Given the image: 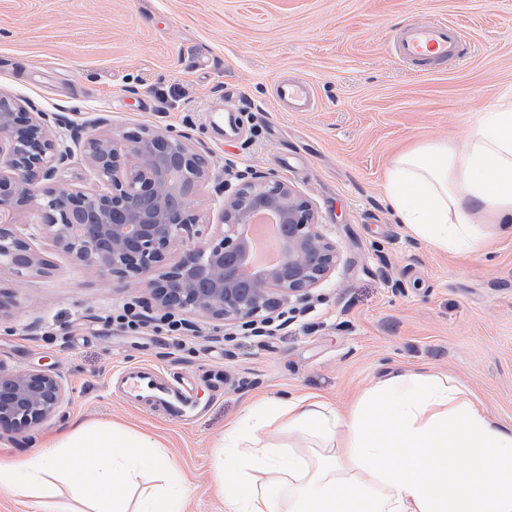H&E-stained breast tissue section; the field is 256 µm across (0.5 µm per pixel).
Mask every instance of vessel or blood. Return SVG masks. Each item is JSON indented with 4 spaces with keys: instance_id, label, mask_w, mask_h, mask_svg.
Returning a JSON list of instances; mask_svg holds the SVG:
<instances>
[{
    "instance_id": "b4317fda",
    "label": "vessel or blood",
    "mask_w": 512,
    "mask_h": 512,
    "mask_svg": "<svg viewBox=\"0 0 512 512\" xmlns=\"http://www.w3.org/2000/svg\"><path fill=\"white\" fill-rule=\"evenodd\" d=\"M463 33L443 19L417 21L407 25L398 39V57L415 61L421 70L461 57ZM311 97L308 84L280 82L275 91L278 104L298 111ZM116 393L128 405L148 406L172 422L186 424L206 409L195 388L188 382H171L162 369L151 361L121 366L115 373Z\"/></svg>"
}]
</instances>
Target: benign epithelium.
I'll return each instance as SVG.
<instances>
[{"label":"benign epithelium","instance_id":"benign-epithelium-1","mask_svg":"<svg viewBox=\"0 0 512 512\" xmlns=\"http://www.w3.org/2000/svg\"><path fill=\"white\" fill-rule=\"evenodd\" d=\"M92 131L68 145L52 128L75 127L57 112H24L0 97V266L40 271L46 265L25 234L3 227L6 214L27 208L54 245L82 263L146 288L163 308L204 314L226 323L269 322L280 306L303 302L336 267V245L319 230L311 203L273 173L250 172L233 184L213 173L206 151L182 134L150 127L126 135ZM106 185L85 191L54 184L74 155ZM215 183L224 233L203 242L190 229L205 221L192 200ZM275 212L288 233V254L275 267L241 275L249 260L244 234L259 210ZM173 248L181 259L158 279L145 272L164 264ZM65 398L60 378L44 370L11 372L0 363V435L23 433L56 414Z\"/></svg>","mask_w":512,"mask_h":512}]
</instances>
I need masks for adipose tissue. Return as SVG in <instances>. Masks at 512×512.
I'll use <instances>...</instances> for the list:
<instances>
[{
  "label": "adipose tissue",
  "mask_w": 512,
  "mask_h": 512,
  "mask_svg": "<svg viewBox=\"0 0 512 512\" xmlns=\"http://www.w3.org/2000/svg\"><path fill=\"white\" fill-rule=\"evenodd\" d=\"M400 223L435 248L484 250L512 236V98L501 99L463 143L424 141L384 175ZM331 453L311 466L292 446L260 436L270 419ZM150 436L82 424L33 455L0 461V490L42 512L63 479L86 512H129L116 492L153 471L162 481L136 512H183L176 463ZM225 512H512V426L491 418L472 391L446 374L395 373L346 414L310 396L252 404L219 442Z\"/></svg>",
  "instance_id": "adipose-tissue-1"
}]
</instances>
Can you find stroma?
Returning a JSON list of instances; mask_svg holds the SVG:
<instances>
[{"label": "stroma", "mask_w": 512, "mask_h": 512, "mask_svg": "<svg viewBox=\"0 0 512 512\" xmlns=\"http://www.w3.org/2000/svg\"><path fill=\"white\" fill-rule=\"evenodd\" d=\"M460 26L462 58L414 73L392 43L413 21ZM307 81L310 112H280L274 85ZM242 126L225 134L224 88ZM512 96V0H0V97L84 125L106 117L189 135L213 172L275 173L315 207L340 260L271 336H246L202 314L169 335L146 289L126 287L13 212L48 261L0 267V363L57 374L65 400L50 419L0 436V459L35 454L82 422L146 434L179 466L184 512H224L214 440L267 397L315 394L339 412L395 369L445 372L489 416L512 424V238L459 255L412 236L385 201L384 171L418 141L463 142ZM140 300L142 333L112 313ZM151 360L192 376L207 412L166 422L121 401L114 371Z\"/></svg>", "instance_id": "obj_1"}]
</instances>
